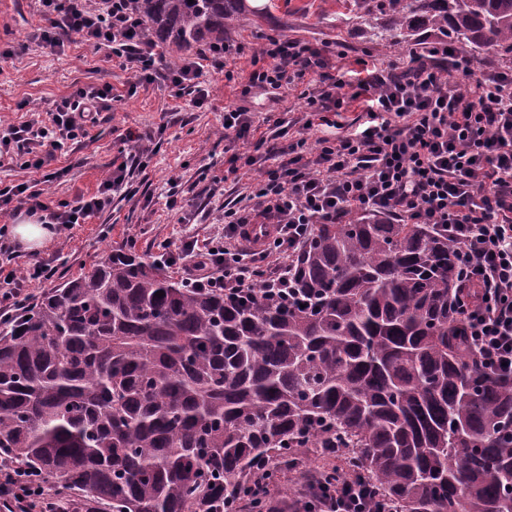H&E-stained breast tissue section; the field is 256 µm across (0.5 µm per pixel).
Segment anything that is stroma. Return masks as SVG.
I'll return each instance as SVG.
<instances>
[{
	"label": "stroma",
	"instance_id": "1",
	"mask_svg": "<svg viewBox=\"0 0 512 512\" xmlns=\"http://www.w3.org/2000/svg\"><path fill=\"white\" fill-rule=\"evenodd\" d=\"M264 17L246 16L226 32V39L246 50L262 45L267 36L285 35L317 46L345 51L348 59L372 60L387 66L406 60L420 41L399 45L373 43L355 29L351 17L342 16L338 0H266ZM44 22L36 0H0V133L8 125L31 118L55 101L86 85H110L115 96L106 121L85 138L59 151L54 168L64 177L41 182L39 174L24 170L9 158H0V187L26 182L41 186L43 198L54 205L79 197L94 196L120 150L129 149L127 131H158L155 151L142 172L135 176L134 199L114 197L110 208L73 230L58 232L42 251L58 255L55 276L29 285L32 300L88 271L102 255L127 244L148 259L161 258L165 244L202 240L223 232L225 205L236 203L254 172L242 168L225 176V163L242 152L238 142L221 135L225 106L243 105L251 111L284 118L279 147H287L296 131L290 123L300 117L304 102L299 89L285 95L276 91H252L242 95L241 84L223 75L202 76L209 96L202 106H178L171 88L157 81L130 89L132 75L107 59L75 34L65 36L63 52L47 48L40 39ZM193 184L194 196L184 212L166 204L167 183L173 175Z\"/></svg>",
	"mask_w": 512,
	"mask_h": 512
}]
</instances>
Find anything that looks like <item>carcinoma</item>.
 <instances>
[{
    "label": "carcinoma",
    "mask_w": 512,
    "mask_h": 512,
    "mask_svg": "<svg viewBox=\"0 0 512 512\" xmlns=\"http://www.w3.org/2000/svg\"><path fill=\"white\" fill-rule=\"evenodd\" d=\"M372 41L512 54V0H344ZM184 55L247 0H134ZM436 224H317L288 298L228 301L134 246L0 322V450L107 512H232L265 462L322 453L395 512H512V377L474 362ZM164 296H156V292Z\"/></svg>",
    "instance_id": "cac0c4a2"
}]
</instances>
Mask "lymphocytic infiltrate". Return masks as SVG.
I'll list each match as a JSON object with an SVG mask.
<instances>
[{
    "mask_svg": "<svg viewBox=\"0 0 512 512\" xmlns=\"http://www.w3.org/2000/svg\"><path fill=\"white\" fill-rule=\"evenodd\" d=\"M48 26L47 45L58 48L75 33L107 58L119 60L137 83L156 79L162 55L132 0H38ZM240 43L207 47L169 67L165 78L177 95L203 103L205 68L233 80ZM306 82V110L288 149L266 148L247 202L224 210V233L184 244L179 266L192 284L220 287L234 300L251 293L254 280L283 284L287 263L315 225L351 213L387 215L407 224H444L458 251L464 331L480 366L512 377V70H478L476 61L447 41L410 53L404 66L365 63L340 68L329 47L282 35L254 51L247 89L279 90ZM111 86L81 87L56 101L45 117L9 125L0 155L42 173L65 142L85 135L110 108ZM362 112L344 123L343 112ZM132 151L113 163L97 195L51 206L41 192L0 188V212L41 215L71 229L104 211L114 195L135 196L134 172L154 151V135L127 132ZM249 224H272L270 244L236 242ZM50 261L29 264L23 275L0 278V320L25 306L28 283L51 279ZM0 504L7 512H97L93 502L66 491L44 494L20 459L0 456ZM363 496L347 479L331 493L304 484L296 512H363Z\"/></svg>",
    "mask_w": 512,
    "mask_h": 512,
    "instance_id": "lymphocytic-infiltrate-1",
    "label": "lymphocytic infiltrate"
}]
</instances>
